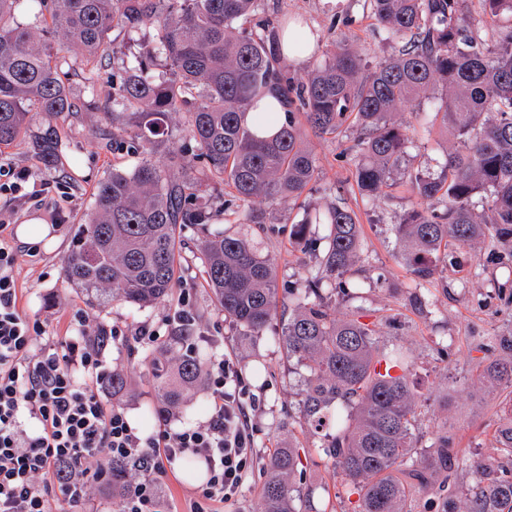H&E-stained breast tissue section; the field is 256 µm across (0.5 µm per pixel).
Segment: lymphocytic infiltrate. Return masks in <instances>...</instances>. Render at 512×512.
Wrapping results in <instances>:
<instances>
[{"instance_id": "f902f5d3", "label": "lymphocytic infiltrate", "mask_w": 512, "mask_h": 512, "mask_svg": "<svg viewBox=\"0 0 512 512\" xmlns=\"http://www.w3.org/2000/svg\"><path fill=\"white\" fill-rule=\"evenodd\" d=\"M36 253L0 235V512H74L115 460L142 474L122 512H223L257 459L247 411L260 402L236 361L211 356L204 423L140 434L107 395L112 367L85 317L75 314L76 334L62 341L20 309L15 269L20 255ZM187 455L204 460L207 480L179 507L160 485Z\"/></svg>"}]
</instances>
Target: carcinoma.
<instances>
[{"mask_svg": "<svg viewBox=\"0 0 512 512\" xmlns=\"http://www.w3.org/2000/svg\"><path fill=\"white\" fill-rule=\"evenodd\" d=\"M365 0L383 41L397 54L370 66L342 32L322 60L297 79L274 65L263 33L274 25L259 15L261 0H0V146L25 140L45 165L58 161V123L75 112L68 71L123 54L116 33L155 27L150 48L112 72V140L130 151L166 149L169 163L185 150L172 135L173 116L190 115L200 166L174 175L150 159L114 169L95 191V207L79 225L64 259V274L85 302L104 309L122 302L133 310L168 295L181 228L199 226L205 282L224 314L246 338L274 322L288 360L307 370L301 390L302 426L321 436L326 459L358 495L357 512H409L412 489L431 472H453L460 457L448 423L433 451L415 458L417 393L414 362L403 348L386 351L377 331L354 315L339 317L324 301L322 284L346 296L354 284L362 231L356 215L336 203L314 274L278 296L271 258L244 238L209 231L206 196L224 198L246 224L265 223L261 202L298 201L316 182L307 130L357 131L349 148L352 175L370 199L404 179L420 205L403 213L396 234L411 272L432 274L448 249L492 238L512 252V0ZM26 13L41 28L15 23ZM502 20L492 36L474 34L483 17ZM69 56L58 63L61 45ZM274 90L287 106L276 132L262 136L274 113L259 108ZM441 92L435 115L455 139L440 171L406 164L408 137L396 116L423 120L426 95ZM254 110L255 122L245 116ZM493 358L475 365V384L512 392V330L496 340ZM208 360L205 349L180 357L158 383L160 413L188 402ZM400 374L393 376L390 370ZM500 455L512 463V418L495 431ZM300 459L279 448L263 474L261 512H308L295 505ZM466 490L448 491L442 512H512V468L472 465ZM112 498L134 488L139 474L112 462Z\"/></svg>", "mask_w": 512, "mask_h": 512, "instance_id": "carcinoma-1", "label": "carcinoma"}]
</instances>
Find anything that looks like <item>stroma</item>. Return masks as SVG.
I'll return each mask as SVG.
<instances>
[{"mask_svg": "<svg viewBox=\"0 0 512 512\" xmlns=\"http://www.w3.org/2000/svg\"><path fill=\"white\" fill-rule=\"evenodd\" d=\"M265 9L269 15L296 20L315 40V53L304 61L276 59L280 69L298 77L312 70L322 51L332 47L341 32L335 24L339 18H351L353 47L365 62L374 63L398 50L396 43L378 37L364 0H265ZM92 72L99 76L94 86L87 80ZM111 74L112 65L105 62L95 64L92 71L71 75L69 88L77 111L59 126L60 157L55 165L37 161L23 141L0 147V162L27 173L20 193H0V219L7 225L9 238H16L18 227L34 218L49 224L56 235L54 242L40 244L37 257L23 256L18 261L20 308L46 320L50 335L58 337L70 334L78 312L94 327L159 326L162 340L158 346L146 349L131 340L118 341L108 353L113 368L128 376L129 389L121 405L132 424L149 434L161 426L179 429L202 423L211 411L210 396L201 388L180 413L162 420L154 416L160 404L155 373L171 367L184 352L175 342L184 330L171 317L180 293H188L197 316L196 331L219 337V350L236 356L260 400L259 408L249 413L257 461L224 512H260L263 466L276 448L287 444L295 446L300 457L296 489L314 492L321 512H353L342 473L324 459L317 437L299 424L305 368L287 359L277 341L279 326L247 339L239 326L225 318L203 278L199 228L189 226L180 232L169 295L138 313H130L119 302L103 310L89 307L66 281L63 260L72 248L78 224L92 209L98 183L112 170L129 169L138 162L126 148L112 144V121L104 115ZM308 141L317 157L319 189L305 197L303 206L284 199L265 206L264 223L245 224L240 215L223 214L220 200L215 199L211 202L215 227L246 238L272 258L279 295L284 298L289 286L305 282L324 246L323 225H311L310 243L302 246L288 238L291 223L302 219L304 208L323 209L339 200L345 202L362 228V246L351 275L353 294L348 299L332 294V312L340 317L360 316L376 329L381 346L410 349L420 405L417 455L428 453L437 424L444 422L455 433L466 459L496 457L495 430L512 413V402L501 390L489 393L475 386L472 367L483 349L494 345L497 335L512 328V254L486 241L474 249L450 251L429 278H417L405 265L395 234L400 215L415 206V198L402 186L391 189L385 199L361 196L352 180V165L341 156L347 137L312 135ZM447 147L445 132L434 126L418 128L408 149L409 163L436 170ZM472 480L465 466L450 476L433 475L416 487L409 506L412 512H425L429 502H443L449 488L468 486Z\"/></svg>", "mask_w": 512, "mask_h": 512, "instance_id": "obj_1", "label": "stroma"}]
</instances>
